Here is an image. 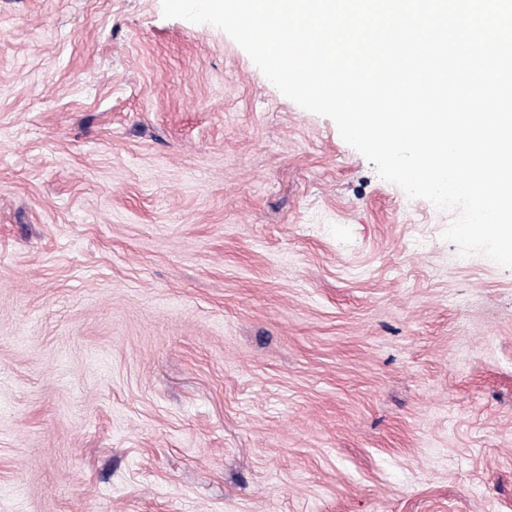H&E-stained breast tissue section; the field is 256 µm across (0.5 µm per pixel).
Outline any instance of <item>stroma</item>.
Returning a JSON list of instances; mask_svg holds the SVG:
<instances>
[{"mask_svg":"<svg viewBox=\"0 0 512 512\" xmlns=\"http://www.w3.org/2000/svg\"><path fill=\"white\" fill-rule=\"evenodd\" d=\"M162 0H0V512H512V268Z\"/></svg>","mask_w":512,"mask_h":512,"instance_id":"obj_1","label":"stroma"}]
</instances>
